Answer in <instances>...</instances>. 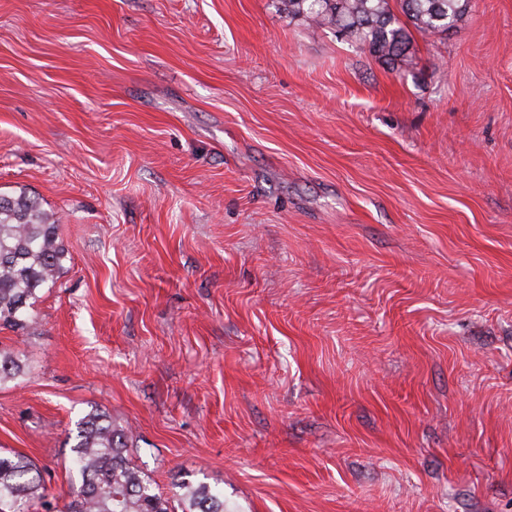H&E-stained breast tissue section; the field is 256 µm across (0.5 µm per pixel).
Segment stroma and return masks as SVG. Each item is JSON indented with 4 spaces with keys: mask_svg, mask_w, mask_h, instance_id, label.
I'll return each instance as SVG.
<instances>
[{
    "mask_svg": "<svg viewBox=\"0 0 512 512\" xmlns=\"http://www.w3.org/2000/svg\"><path fill=\"white\" fill-rule=\"evenodd\" d=\"M0 192L67 250L0 387L57 503L109 413L225 512H512V0L390 65L280 0H0ZM17 350L0 348V387L8 382H16L26 374L27 363Z\"/></svg>",
    "mask_w": 512,
    "mask_h": 512,
    "instance_id": "35a3bbf8",
    "label": "stroma"
}]
</instances>
